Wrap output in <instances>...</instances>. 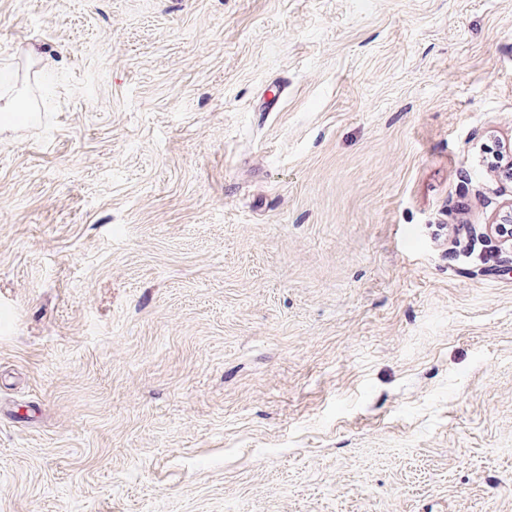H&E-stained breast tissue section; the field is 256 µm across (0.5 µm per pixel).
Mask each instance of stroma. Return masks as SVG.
Here are the masks:
<instances>
[{"label": "stroma", "mask_w": 512, "mask_h": 512, "mask_svg": "<svg viewBox=\"0 0 512 512\" xmlns=\"http://www.w3.org/2000/svg\"><path fill=\"white\" fill-rule=\"evenodd\" d=\"M0 96V512H512V0H0Z\"/></svg>", "instance_id": "stroma-1"}]
</instances>
